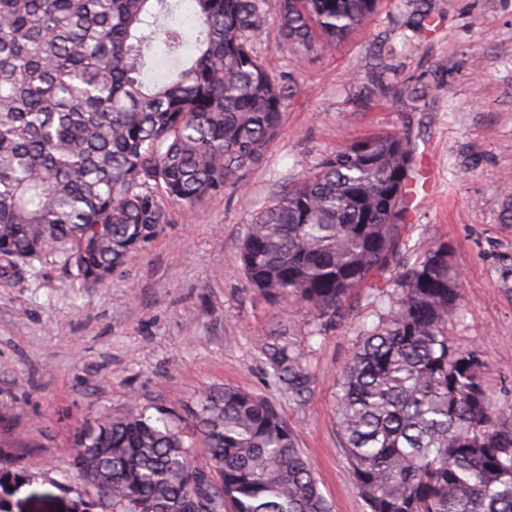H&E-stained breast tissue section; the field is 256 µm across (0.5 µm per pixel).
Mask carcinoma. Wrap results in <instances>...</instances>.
<instances>
[{"mask_svg": "<svg viewBox=\"0 0 512 512\" xmlns=\"http://www.w3.org/2000/svg\"><path fill=\"white\" fill-rule=\"evenodd\" d=\"M180 0H0V257L47 255L102 283L153 238L161 198L192 209L239 186L278 134L292 89L258 55L267 0H193L195 54L161 83L142 69L161 43L179 59ZM378 0H278V28L331 51ZM414 147L398 133L342 145L260 211L241 244L249 284L293 295L332 323L355 288L400 290L345 372L340 433L369 512H512V411L487 391L475 349L448 343L460 298L437 243L399 279ZM300 392V354L272 344ZM185 434L130 413L73 434L92 512H330L292 428L267 400L204 394ZM201 449L218 469L194 462Z\"/></svg>", "mask_w": 512, "mask_h": 512, "instance_id": "cac0c4a2", "label": "carcinoma"}]
</instances>
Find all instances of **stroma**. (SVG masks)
<instances>
[{
	"label": "stroma",
	"instance_id": "1",
	"mask_svg": "<svg viewBox=\"0 0 512 512\" xmlns=\"http://www.w3.org/2000/svg\"><path fill=\"white\" fill-rule=\"evenodd\" d=\"M258 47L293 95L262 163L237 190L195 208L163 199L169 222L102 285L47 257L0 276V512H83L70 465L81 424L132 410L182 426L201 394L234 386L275 405L294 430L331 512H367L346 459L342 377L397 307L388 288L354 289L335 322L294 297L252 288L240 260L255 215L344 143L400 133L417 147L414 208L385 277L396 280L438 242L460 275L448 341L481 352L492 397L512 406V0H380L364 29L329 53L278 33L268 0ZM416 86V101L383 83ZM301 354L309 378L279 380L271 343Z\"/></svg>",
	"mask_w": 512,
	"mask_h": 512
}]
</instances>
